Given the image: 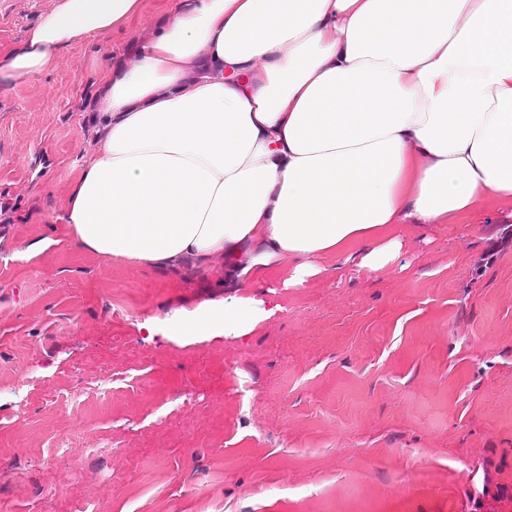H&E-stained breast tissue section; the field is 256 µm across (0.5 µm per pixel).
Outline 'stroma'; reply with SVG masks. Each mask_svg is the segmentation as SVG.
Wrapping results in <instances>:
<instances>
[{
	"label": "stroma",
	"instance_id": "obj_1",
	"mask_svg": "<svg viewBox=\"0 0 512 512\" xmlns=\"http://www.w3.org/2000/svg\"><path fill=\"white\" fill-rule=\"evenodd\" d=\"M175 2L0 87V512H512L511 203L254 288L279 310L244 343L171 335L207 289L72 241L99 75ZM53 5L0 0V52Z\"/></svg>",
	"mask_w": 512,
	"mask_h": 512
}]
</instances>
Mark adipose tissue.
Wrapping results in <instances>:
<instances>
[{
	"instance_id": "1",
	"label": "adipose tissue",
	"mask_w": 512,
	"mask_h": 512,
	"mask_svg": "<svg viewBox=\"0 0 512 512\" xmlns=\"http://www.w3.org/2000/svg\"><path fill=\"white\" fill-rule=\"evenodd\" d=\"M145 0H55L0 55V86L51 71ZM101 75L100 131L63 211L84 251L215 279L172 335L247 339L324 257L400 258L389 224L512 201V0H179Z\"/></svg>"
}]
</instances>
